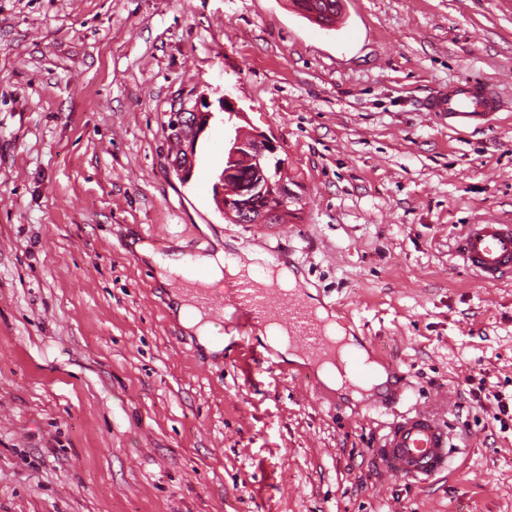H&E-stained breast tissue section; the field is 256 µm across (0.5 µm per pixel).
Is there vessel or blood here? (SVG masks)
Here are the masks:
<instances>
[{"label": "vessel or blood", "mask_w": 512, "mask_h": 512, "mask_svg": "<svg viewBox=\"0 0 512 512\" xmlns=\"http://www.w3.org/2000/svg\"><path fill=\"white\" fill-rule=\"evenodd\" d=\"M497 107L496 92L479 82L449 85L427 105L452 129L480 128ZM458 254L482 281L512 278V224L468 225L458 242ZM200 294L206 303L215 304L222 324L239 334L275 324L286 331L289 343L306 350L313 360L340 363L348 386L360 387L374 376L372 357L332 339L315 309L296 295L284 294L278 284L246 279L235 284L230 300L220 303L213 289H201ZM375 453L388 475L425 481L448 467V430L430 414L410 409L394 416Z\"/></svg>", "instance_id": "obj_1"}]
</instances>
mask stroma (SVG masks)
Masks as SVG:
<instances>
[{"label":"stroma","mask_w":512,"mask_h":512,"mask_svg":"<svg viewBox=\"0 0 512 512\" xmlns=\"http://www.w3.org/2000/svg\"><path fill=\"white\" fill-rule=\"evenodd\" d=\"M468 78L512 101V0H345L329 28L293 0H0V512H512V281L455 255L512 223V110L425 108ZM179 112L210 115L186 177ZM239 129L278 141L288 223L217 207ZM138 240L283 251L383 390L257 335L207 353ZM373 399L447 420L449 470L386 476Z\"/></svg>","instance_id":"35a3bbf8"}]
</instances>
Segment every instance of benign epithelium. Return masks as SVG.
<instances>
[{
  "mask_svg": "<svg viewBox=\"0 0 512 512\" xmlns=\"http://www.w3.org/2000/svg\"><path fill=\"white\" fill-rule=\"evenodd\" d=\"M208 118L207 113L193 112L187 118L181 113L174 123V129L178 132L190 126L199 134L206 126ZM278 150V142L263 133L250 137L237 133L229 141L224 159L225 174H234L237 168L250 166L255 176L249 182L238 186L237 192L232 197L224 194V177H219L214 190L216 201L224 212V217L252 224H267L275 219L279 210L254 212L246 205L245 200L248 197H264L272 192L273 185L264 170V158L277 154ZM278 194L282 205L287 207L299 205L303 201L302 195L292 189L290 183L285 180L280 182Z\"/></svg>",
  "mask_w": 512,
  "mask_h": 512,
  "instance_id": "benign-epithelium-1",
  "label": "benign epithelium"
}]
</instances>
